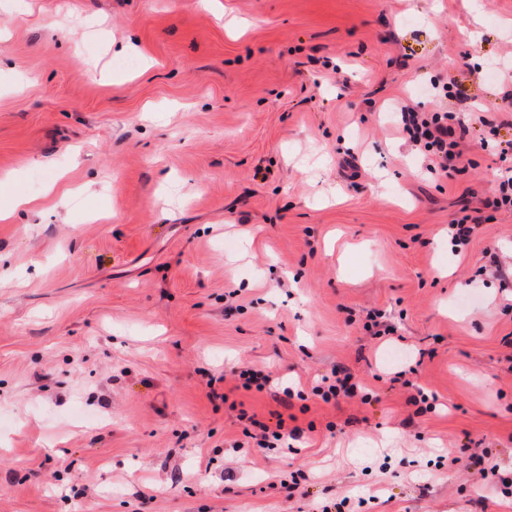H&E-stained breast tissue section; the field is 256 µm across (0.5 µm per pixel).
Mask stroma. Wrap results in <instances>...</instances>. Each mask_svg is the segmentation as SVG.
Instances as JSON below:
<instances>
[{
    "label": "stroma",
    "mask_w": 512,
    "mask_h": 512,
    "mask_svg": "<svg viewBox=\"0 0 512 512\" xmlns=\"http://www.w3.org/2000/svg\"><path fill=\"white\" fill-rule=\"evenodd\" d=\"M511 66L512 0H0V512H512ZM400 102L484 113L470 166ZM403 131L408 133L410 140L425 158L441 171L448 173V168L465 169L470 164L464 158L461 148L463 139L469 128L460 125L461 132L448 123L452 120L448 112H418L414 107L400 104ZM436 164V165H435ZM234 376L238 384L236 389H244L246 391L255 390L257 392L271 391L273 380L268 373L252 366H241L234 370ZM314 390L326 403H330L332 400L336 401L340 396L354 397L358 393L361 394L362 401H366L370 395L366 392V387L346 368L335 369L330 376H322L320 385L316 386ZM264 429V439L262 442H259L260 448H276L274 447L275 444H278V442H281L285 439L294 438L296 437V434L298 432V428L294 427L290 430H288V426L285 424V419L282 417L281 414L277 415V421L276 426L274 429H270L266 425H262Z\"/></svg>",
    "instance_id": "obj_1"
}]
</instances>
